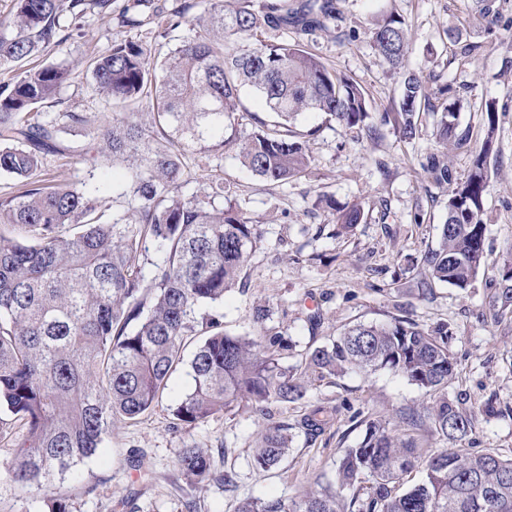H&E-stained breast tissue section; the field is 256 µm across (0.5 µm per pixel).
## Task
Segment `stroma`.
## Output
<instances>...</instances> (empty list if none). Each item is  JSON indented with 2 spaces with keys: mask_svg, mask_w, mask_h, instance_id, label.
<instances>
[{
  "mask_svg": "<svg viewBox=\"0 0 512 512\" xmlns=\"http://www.w3.org/2000/svg\"><path fill=\"white\" fill-rule=\"evenodd\" d=\"M154 3V9L141 10L142 24L135 29L120 21L129 0H112L104 13L63 18L68 38L30 60L34 66L63 64L71 70L55 104L41 108L40 119L59 112L108 111V104L91 93L89 60L131 37L152 47L161 44L160 13L172 3ZM496 4L497 13L487 16L478 0H340L342 31H319L307 41L333 70L363 86L376 114L398 100L401 78L374 53L369 30L386 16L402 19L413 46L410 66L427 92L434 95L445 86L461 100L457 123L470 142L448 152V166L458 179L467 176L484 139L481 110L494 103L498 123L484 199L488 264L471 288L430 282L418 264L437 245L445 218L446 192L419 165L421 154L434 146L431 116H422L419 137L408 143L388 126L373 139L326 122L321 113L304 114L297 126L315 132L313 162L305 176L285 185L253 176L234 150L192 147L185 157L191 174L182 191L190 196L202 184L223 180L228 201L261 234L245 268L244 286L209 308L228 334L260 341L280 333L293 345L287 366L299 369L308 348L348 325L381 324L395 314L425 328L447 322L458 374L446 394L463 399L469 409L494 399L502 414L477 420L472 446L511 455L512 316L494 321L490 300L504 263L512 261V0ZM42 177L46 184L98 200L109 214L124 170L118 164L104 171L88 160L50 155ZM322 195L340 207H362L361 223L341 228L318 206ZM417 213L422 223H414ZM260 304L272 310L261 325L253 321ZM196 346V340L188 341L185 361L171 376L162 402L138 420H115L102 453L73 478L51 490L24 491L0 478V512H50L58 497L66 499L70 512H234L245 497L288 501L334 478L344 449L364 434L361 420L382 418L403 431L408 414H426L435 402L401 375L381 369L314 382L293 403L274 401L261 410L242 403L204 422L182 425L170 407L193 387L189 361ZM315 405L338 408L334 422L313 440L297 433L277 468L257 470L252 454L261 434L275 424L295 423ZM190 447L207 449L214 473L230 476V484L187 485L175 462Z\"/></svg>",
  "mask_w": 512,
  "mask_h": 512,
  "instance_id": "stroma-1",
  "label": "stroma"
}]
</instances>
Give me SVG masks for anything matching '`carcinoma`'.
I'll use <instances>...</instances> for the list:
<instances>
[{
    "label": "carcinoma",
    "mask_w": 512,
    "mask_h": 512,
    "mask_svg": "<svg viewBox=\"0 0 512 512\" xmlns=\"http://www.w3.org/2000/svg\"><path fill=\"white\" fill-rule=\"evenodd\" d=\"M111 0H15L14 30L0 34V174L22 184L0 197V225L24 230L0 232V442L16 426L25 435L0 473L19 489L50 488L102 451L117 418L135 421L162 401L172 374L183 362L187 339L202 337L191 360L192 391L172 407L174 419L198 424L243 401L295 402L307 388L302 375L281 359L290 344L275 333L265 341L232 336L223 323L199 314L200 307L224 301L237 286L260 241L256 225L232 205L218 206L224 182L181 193L186 174L176 140L231 147L253 175L284 185L312 163V131L294 122L321 112L346 129L380 134L393 123L405 142L419 132L420 112L433 116L440 150L421 168L447 188L446 219L437 248L425 253L430 278L466 289L487 258L484 194L486 159L496 130L494 104L485 105L487 138L474 154L463 180L448 170L445 148L467 145L458 130L457 102H430L420 75L409 67L404 23L386 17L371 32L375 53L401 75L398 112L371 122L363 87L336 74L298 39L254 38L258 29L293 28L309 35L340 29L336 0H303L294 12L279 0L184 2L165 16L163 36L189 23L190 33L167 52L139 41L113 42L90 63L92 90L112 104V113L62 112L49 121L29 118L70 80L69 68L22 63L67 38L60 18L105 11ZM200 11L186 20L194 6ZM253 89L277 116L246 136L236 135L243 88ZM153 101L146 120L138 118L144 99ZM77 128L104 142L100 168L125 165L126 181L114 202L123 215L111 223L83 193L49 188L39 179L43 156H80L84 149L62 145L59 133ZM231 134H226V131ZM348 229L361 223L354 205L334 213ZM162 252L149 261L147 244ZM512 309V264H504L492 307ZM448 323L420 327L405 316L384 324H357L310 350L304 373L322 380L358 369L388 368L419 389L436 394L455 377ZM338 409L312 408L294 425L277 424L260 437L253 465L267 470L292 447L293 430L318 432ZM476 414L463 403L440 396L412 427L455 445L425 451L417 439L388 432L380 419L365 421V434L344 449L334 481L284 502L248 497L235 512H512V457L497 449L462 445L475 429ZM178 469L189 485L222 481L210 454L185 448ZM422 473L400 489L403 478ZM352 494L347 495L345 491Z\"/></svg>",
    "instance_id": "cac0c4a2"
}]
</instances>
